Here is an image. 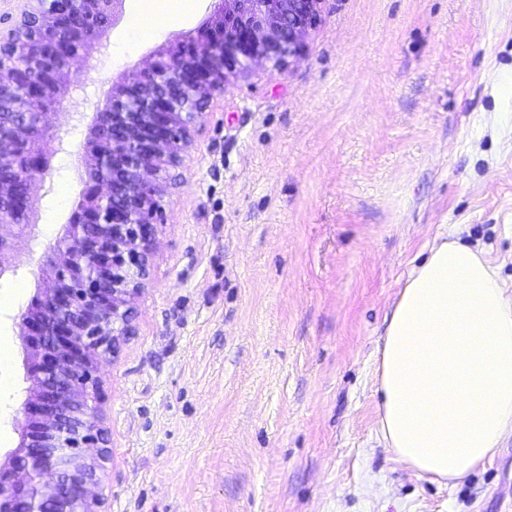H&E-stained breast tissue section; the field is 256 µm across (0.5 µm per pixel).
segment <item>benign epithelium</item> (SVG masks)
<instances>
[{
    "label": "benign epithelium",
    "mask_w": 512,
    "mask_h": 512,
    "mask_svg": "<svg viewBox=\"0 0 512 512\" xmlns=\"http://www.w3.org/2000/svg\"><path fill=\"white\" fill-rule=\"evenodd\" d=\"M0 15V279L21 247L45 275L18 310L29 381L19 444L0 463V512H107L103 366L137 333L159 227L185 159L231 81L299 59L326 0H213L187 49L151 56L112 88L81 153L86 190L54 242L33 216L59 107L123 0H16Z\"/></svg>",
    "instance_id": "1"
}]
</instances>
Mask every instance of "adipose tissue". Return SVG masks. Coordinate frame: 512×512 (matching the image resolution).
I'll list each match as a JSON object with an SVG mask.
<instances>
[{"mask_svg": "<svg viewBox=\"0 0 512 512\" xmlns=\"http://www.w3.org/2000/svg\"><path fill=\"white\" fill-rule=\"evenodd\" d=\"M394 458L455 486L512 433V297L483 250L441 237L412 267L376 369Z\"/></svg>", "mask_w": 512, "mask_h": 512, "instance_id": "adipose-tissue-1", "label": "adipose tissue"}]
</instances>
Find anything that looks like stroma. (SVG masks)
<instances>
[{"label": "stroma", "instance_id": "35a3bbf8", "mask_svg": "<svg viewBox=\"0 0 512 512\" xmlns=\"http://www.w3.org/2000/svg\"><path fill=\"white\" fill-rule=\"evenodd\" d=\"M124 0L51 121L34 222L83 189L96 103L201 27L210 0ZM158 234L136 336L107 366L108 512H512V436L455 487L397 464L376 362L410 268L442 233L512 296V0H328L306 53L226 88ZM0 279V457L27 382Z\"/></svg>", "mask_w": 512, "mask_h": 512}]
</instances>
